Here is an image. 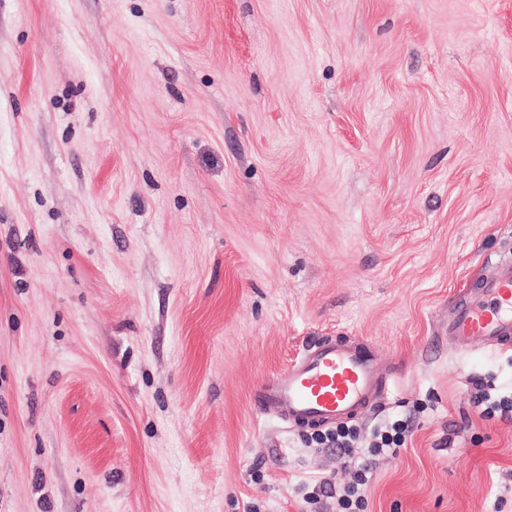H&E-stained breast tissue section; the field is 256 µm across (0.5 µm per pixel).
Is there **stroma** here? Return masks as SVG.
Segmentation results:
<instances>
[{"label":"stroma","instance_id":"35a3bbf8","mask_svg":"<svg viewBox=\"0 0 512 512\" xmlns=\"http://www.w3.org/2000/svg\"><path fill=\"white\" fill-rule=\"evenodd\" d=\"M509 262L512 0H0V512H336L253 399L320 337L387 361L367 512H512L448 338ZM407 431L408 424L403 420H396L390 426L374 431L369 447L370 452L375 455L381 453L396 455L399 447L404 444Z\"/></svg>","mask_w":512,"mask_h":512}]
</instances>
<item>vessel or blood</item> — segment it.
<instances>
[{"label":"vessel or blood","instance_id":"1","mask_svg":"<svg viewBox=\"0 0 512 512\" xmlns=\"http://www.w3.org/2000/svg\"><path fill=\"white\" fill-rule=\"evenodd\" d=\"M452 343L468 350L474 341L512 350V264L487 277L464 299L448 324ZM381 358L361 344L331 338L304 349L288 368L263 381L257 408L296 422L327 426L353 418L383 394Z\"/></svg>","mask_w":512,"mask_h":512}]
</instances>
